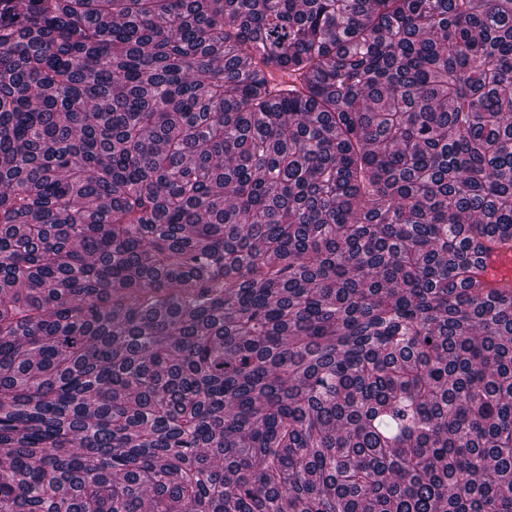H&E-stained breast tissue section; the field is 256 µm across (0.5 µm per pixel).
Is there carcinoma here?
Instances as JSON below:
<instances>
[{"instance_id": "cac0c4a2", "label": "carcinoma", "mask_w": 512, "mask_h": 512, "mask_svg": "<svg viewBox=\"0 0 512 512\" xmlns=\"http://www.w3.org/2000/svg\"><path fill=\"white\" fill-rule=\"evenodd\" d=\"M488 243L512 0H0V512H512Z\"/></svg>"}]
</instances>
